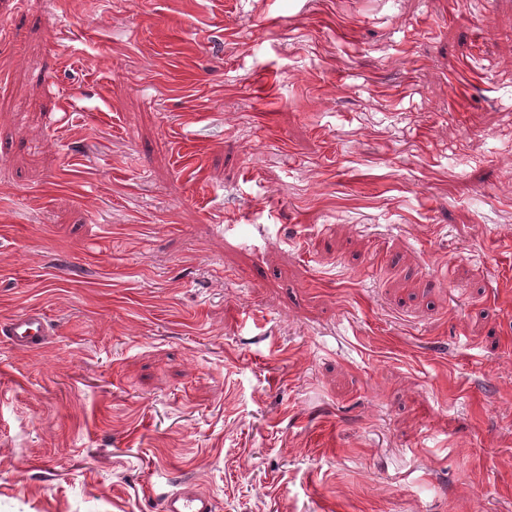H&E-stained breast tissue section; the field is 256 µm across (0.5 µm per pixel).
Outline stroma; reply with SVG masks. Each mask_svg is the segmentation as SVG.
I'll return each mask as SVG.
<instances>
[{"label": "stroma", "mask_w": 512, "mask_h": 512, "mask_svg": "<svg viewBox=\"0 0 512 512\" xmlns=\"http://www.w3.org/2000/svg\"><path fill=\"white\" fill-rule=\"evenodd\" d=\"M31 307L0 512H512V0H0ZM0 335L17 346L38 350L49 343L52 332L42 310L31 307L1 322ZM210 496L200 492L192 482H182L176 489L156 500L157 512H213Z\"/></svg>", "instance_id": "obj_1"}]
</instances>
